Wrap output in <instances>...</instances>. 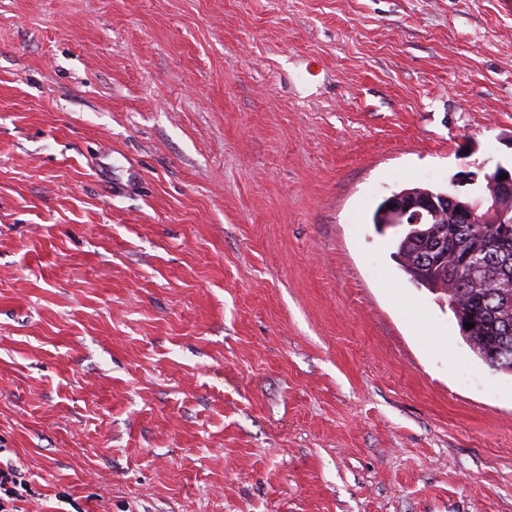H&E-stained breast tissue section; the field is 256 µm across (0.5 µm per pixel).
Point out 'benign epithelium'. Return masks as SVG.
Masks as SVG:
<instances>
[{"instance_id":"7a95c632","label":"benign epithelium","mask_w":512,"mask_h":512,"mask_svg":"<svg viewBox=\"0 0 512 512\" xmlns=\"http://www.w3.org/2000/svg\"><path fill=\"white\" fill-rule=\"evenodd\" d=\"M507 179H500V175ZM478 175L461 171L451 180L452 189L447 191L416 194L401 190L392 194L381 204L377 222L383 230L394 229L404 233L417 224L428 223L429 217L442 212H451L460 224H494L500 240L512 239V169L502 165L483 175L482 184L489 185L488 191H466L464 187L477 184ZM479 263L477 254L458 256L448 251L441 240H436L424 249L425 267L448 268V274L455 273L457 266L467 268Z\"/></svg>"}]
</instances>
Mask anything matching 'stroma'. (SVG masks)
Instances as JSON below:
<instances>
[{"mask_svg":"<svg viewBox=\"0 0 512 512\" xmlns=\"http://www.w3.org/2000/svg\"><path fill=\"white\" fill-rule=\"evenodd\" d=\"M499 165L504 0H0L21 512H512V375L372 221Z\"/></svg>","mask_w":512,"mask_h":512,"instance_id":"35a3bbf8","label":"stroma"}]
</instances>
